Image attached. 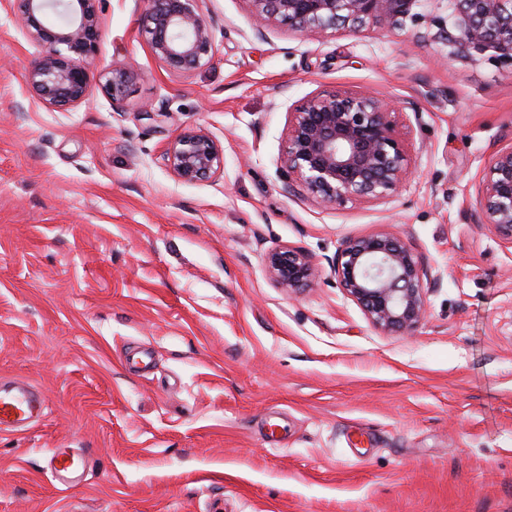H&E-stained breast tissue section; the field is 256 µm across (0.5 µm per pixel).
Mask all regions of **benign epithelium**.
Returning a JSON list of instances; mask_svg holds the SVG:
<instances>
[{"label": "benign epithelium", "mask_w": 512, "mask_h": 512, "mask_svg": "<svg viewBox=\"0 0 512 512\" xmlns=\"http://www.w3.org/2000/svg\"><path fill=\"white\" fill-rule=\"evenodd\" d=\"M99 0H19L25 34L47 46L25 68L32 96L49 108L82 103L91 90L97 53ZM201 0H145L142 28L154 57L168 70L189 73L210 63L213 40ZM255 36L273 27L298 34L339 26L396 33L423 28L439 59L494 64L512 78V0H248ZM135 78L119 65L101 76L113 110ZM386 98L365 91L323 89L288 108L282 144L286 188L325 206L352 200L382 201L412 175L408 124ZM173 175L185 183L224 172V149L202 129L182 130L165 153ZM478 223L512 244V147L498 151L477 189ZM272 281L296 291L308 287L318 267L302 251L272 250L265 257ZM332 268L345 295L378 331L413 336L426 314L424 288L434 279L408 239L384 231L346 240Z\"/></svg>", "instance_id": "7a95c632"}]
</instances>
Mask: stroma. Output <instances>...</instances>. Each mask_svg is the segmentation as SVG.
<instances>
[{
	"instance_id": "35a3bbf8",
	"label": "stroma",
	"mask_w": 512,
	"mask_h": 512,
	"mask_svg": "<svg viewBox=\"0 0 512 512\" xmlns=\"http://www.w3.org/2000/svg\"><path fill=\"white\" fill-rule=\"evenodd\" d=\"M97 80L45 107L24 69L47 48L0 0V378L46 416L0 433V512H512V244L478 223L476 188L512 146V80L441 65L375 27L252 32L247 0H203L212 61L167 70L143 0H100ZM134 61L122 111L99 75ZM326 87L392 99L414 176L383 201L324 207L285 191L290 105ZM224 172L174 177L181 130ZM402 233L438 279L406 339L336 284L342 242ZM320 270L299 293L264 259ZM81 454L76 486L56 449ZM173 175L185 183L205 181L224 172V149L202 129L182 130L165 153ZM265 267L277 286L292 291L308 287L319 273L318 267L305 253L291 247L268 252ZM54 461L52 473L61 485L71 487L79 482L85 467L82 456L60 453L54 457Z\"/></svg>"
}]
</instances>
